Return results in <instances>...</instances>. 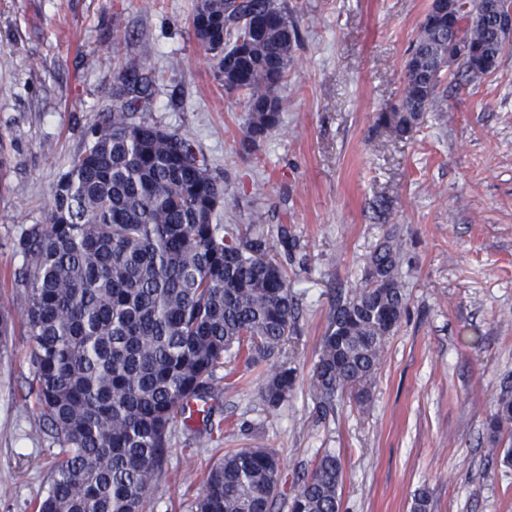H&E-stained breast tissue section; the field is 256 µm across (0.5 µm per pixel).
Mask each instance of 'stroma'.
<instances>
[{
	"mask_svg": "<svg viewBox=\"0 0 512 512\" xmlns=\"http://www.w3.org/2000/svg\"><path fill=\"white\" fill-rule=\"evenodd\" d=\"M296 21L281 121L253 151L245 111L192 28L195 0H0V512H35L59 450L34 407L31 344L12 283L18 240L43 221L85 130L112 103L120 67L155 75L149 114L192 139L224 182V224L269 246L287 229L297 380L279 408L259 391L271 366L233 361L209 422H176L148 512H192L226 451L281 460L288 504L325 449L343 466L342 512H512V468L487 427L512 384V42L497 70L445 74L440 110L400 137L378 124L401 101L404 62L429 0H280ZM394 234L405 312L367 404L321 415L310 376L336 291L358 288Z\"/></svg>",
	"mask_w": 512,
	"mask_h": 512,
	"instance_id": "stroma-1",
	"label": "stroma"
}]
</instances>
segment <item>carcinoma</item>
I'll return each instance as SVG.
<instances>
[{"label":"carcinoma","instance_id":"cac0c4a2","mask_svg":"<svg viewBox=\"0 0 512 512\" xmlns=\"http://www.w3.org/2000/svg\"><path fill=\"white\" fill-rule=\"evenodd\" d=\"M426 12L404 67V95L378 122L403 136L438 106L444 72L472 79L498 67L508 37L491 13ZM261 33L245 41L252 21ZM196 39L246 112L243 149L278 123L298 27L278 0H196ZM156 95L146 67L118 72L112 106L85 134L84 150L59 177L46 222L22 231L16 279L32 345L39 415L60 445L36 512H132L149 502L162 472L170 425L189 400L224 390V359L279 361L260 398L278 408L293 390L288 341L296 302L284 263L218 223L224 182L177 130L140 116ZM399 252L387 236L363 284L336 295L311 385L322 414L349 394L369 401L405 293ZM491 427L512 441V388ZM281 474L270 448L228 452L210 468L195 512H275ZM340 457L326 450L289 512H342Z\"/></svg>","mask_w":512,"mask_h":512}]
</instances>
